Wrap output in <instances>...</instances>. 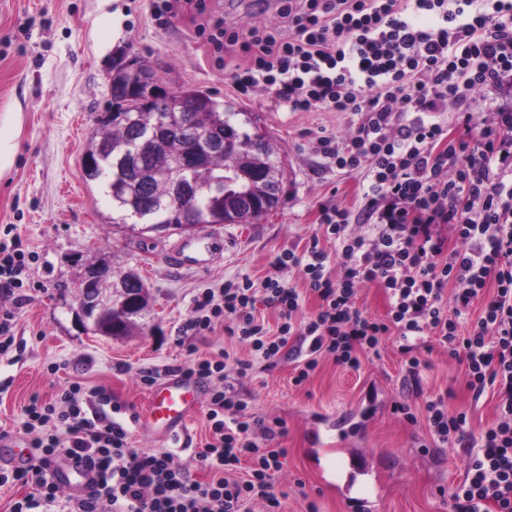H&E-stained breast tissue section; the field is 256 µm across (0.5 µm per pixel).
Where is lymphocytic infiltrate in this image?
Masks as SVG:
<instances>
[{
  "label": "lymphocytic infiltrate",
  "mask_w": 512,
  "mask_h": 512,
  "mask_svg": "<svg viewBox=\"0 0 512 512\" xmlns=\"http://www.w3.org/2000/svg\"><path fill=\"white\" fill-rule=\"evenodd\" d=\"M287 30L221 29L225 44L250 55L234 71L244 90L273 93L292 112H354L364 120L344 138L320 137L325 158L337 169L365 170L366 217L376 237L354 234L347 211L321 209V224L336 246L335 257L310 245L287 251L278 266L301 269L299 289L269 277L206 292L195 302L188 331L210 329L221 317L230 332L269 365L302 360L295 381L304 383L320 357L359 367L382 337L395 335L405 365V385L422 393L423 351L438 342L465 365L474 396L492 392L495 422L480 435L465 413H449L443 396L426 400L425 419L443 445L464 448L466 475L451 491L453 512H512V109L497 112L477 144L449 138L432 119L436 103L469 109L473 91L512 76V0H281ZM452 225L458 247L434 232ZM336 268H329V260ZM25 253L11 227L0 230V296L22 287ZM384 288L385 318L368 315L357 302L361 285ZM320 299L317 314L297 326L293 315L305 292ZM279 309L283 319L270 333L256 315L257 303ZM482 311L462 329L474 304ZM225 359H202L187 375L215 378L207 418L213 440L200 458L216 477L191 481L173 453H139L127 446L128 431L112 420V396L95 391L85 412L81 385L62 393L59 404L31 402L27 429L37 432L41 466L0 471V487L34 483L36 491L13 500L9 512H280L273 477L283 449L274 442L282 421L249 413L224 384ZM69 458L86 464L94 478L80 494H64L47 475ZM249 477H236L241 461Z\"/></svg>",
  "instance_id": "lymphocytic-infiltrate-1"
}]
</instances>
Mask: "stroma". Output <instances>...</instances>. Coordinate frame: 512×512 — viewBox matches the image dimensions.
<instances>
[{
    "mask_svg": "<svg viewBox=\"0 0 512 512\" xmlns=\"http://www.w3.org/2000/svg\"><path fill=\"white\" fill-rule=\"evenodd\" d=\"M276 0H0V139L10 151L0 158V226L11 224L26 254V280L9 306L15 313V345L0 356V470H10L12 449L40 461L41 451L24 429V408L33 397L54 402L75 382L86 390L111 392L122 406L118 421L129 431L128 445L145 453L170 451L193 480L211 471L199 454L212 439L206 408L185 430L168 440L143 433L140 414L152 385L190 360L221 351L249 357L224 324L181 333L194 300L206 289L270 276L303 287L296 267L277 268L285 251L303 250L319 231L322 205L347 210L357 232L361 221L364 171L337 170L320 151L322 136H344L361 115L350 112H291L274 94L245 92L232 72L245 65L240 46L219 53L210 41L216 23L228 27L278 22ZM144 60L159 83L176 91L200 89L234 110L250 113L271 138L284 168L276 210L247 224H200L188 229L116 224L101 182L86 180L83 157L97 117L111 101L108 68L118 53ZM512 109V79L481 90L472 102L471 123L455 109L440 113L451 136L478 138L499 109ZM210 240L198 260L172 265L184 244ZM104 263L113 275L132 271L144 281L147 309L126 334L103 336L81 322L71 308L86 267ZM250 358V357H249ZM423 394L402 389L401 357L393 338L378 354H365L353 370L320 359L302 384H294L293 362L267 366L252 359L246 377L234 365L225 372L239 399L255 415L278 418L285 451L274 479L282 512H351L345 498L325 488L311 459L310 427L323 415L345 423L367 400L382 408L369 416L357 438L374 464L383 492L381 512H451L448 492L462 480V448L434 445L424 422L393 414L394 404L422 409L426 396L443 394L449 410L467 412L473 432L496 419L491 393L473 397L465 366L434 346L423 356Z\"/></svg>",
    "mask_w": 512,
    "mask_h": 512,
    "instance_id": "1",
    "label": "stroma"
}]
</instances>
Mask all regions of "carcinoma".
Returning a JSON list of instances; mask_svg holds the SVG:
<instances>
[{"label":"carcinoma","instance_id":"obj_1","mask_svg":"<svg viewBox=\"0 0 512 512\" xmlns=\"http://www.w3.org/2000/svg\"><path fill=\"white\" fill-rule=\"evenodd\" d=\"M197 94L204 97L201 111L195 113L198 124L224 133L226 150L209 159V178L217 191L179 199L171 195L170 188L189 175L187 166L182 163L183 143L167 134L161 135V145L145 140L141 131L157 122V111L124 109L126 83L112 85L111 106L117 107V115L97 122L88 149L93 168L85 171L84 176L90 181L104 183L112 208L120 213L121 221L170 224L179 220L183 211L200 215L206 224H239L261 216V213L251 211L249 203L263 206L267 185L260 178L262 170L281 171L273 145L266 143L260 154L245 150L243 144L252 135L247 126L253 124V120L246 112L229 111L228 106L206 92L180 90L172 101L181 100L191 107L194 105L192 97ZM239 115L243 119H237ZM152 196L158 198L162 208L139 221L134 219L143 200ZM145 307L147 304L144 303L130 316L115 312L110 318L93 320V331L108 336L122 334L135 323L134 316L142 313Z\"/></svg>","mask_w":512,"mask_h":512}]
</instances>
